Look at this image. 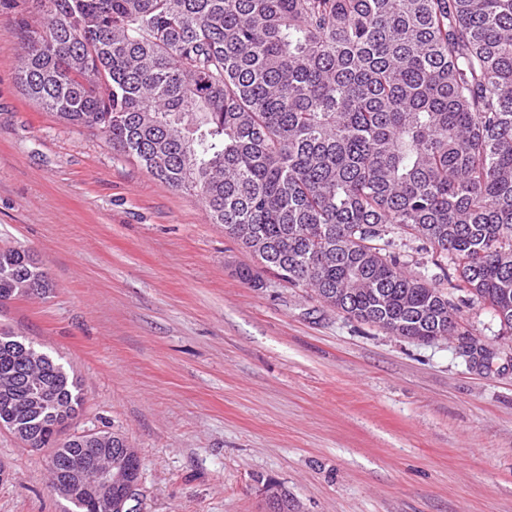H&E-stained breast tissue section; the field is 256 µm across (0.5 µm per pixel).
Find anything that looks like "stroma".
<instances>
[{"instance_id":"1","label":"stroma","mask_w":512,"mask_h":512,"mask_svg":"<svg viewBox=\"0 0 512 512\" xmlns=\"http://www.w3.org/2000/svg\"><path fill=\"white\" fill-rule=\"evenodd\" d=\"M39 17L0 0V248L53 286L1 304L0 330L79 379L69 432L137 449L139 512H266L269 482L300 512H512V336L491 313L417 342L273 272L252 287L257 259L198 196L25 95L20 22ZM47 457L0 430V512H63Z\"/></svg>"}]
</instances>
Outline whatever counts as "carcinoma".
I'll list each match as a JSON object with an SVG mask.
<instances>
[{"mask_svg": "<svg viewBox=\"0 0 512 512\" xmlns=\"http://www.w3.org/2000/svg\"><path fill=\"white\" fill-rule=\"evenodd\" d=\"M18 80L158 181L194 192L261 267L396 336L458 331L456 292L512 332V0H39ZM438 272L413 276L395 236ZM453 268L454 274L448 273ZM51 288L0 250V302ZM63 365L0 334V423L52 449L69 512H106L60 439L82 405Z\"/></svg>", "mask_w": 512, "mask_h": 512, "instance_id": "obj_1", "label": "carcinoma"}]
</instances>
